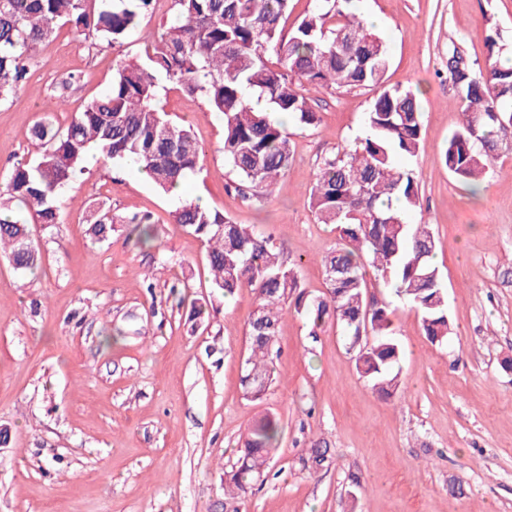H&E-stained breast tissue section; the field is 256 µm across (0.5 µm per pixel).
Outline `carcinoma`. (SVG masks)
Instances as JSON below:
<instances>
[{"label":"carcinoma","instance_id":"1","mask_svg":"<svg viewBox=\"0 0 512 512\" xmlns=\"http://www.w3.org/2000/svg\"><path fill=\"white\" fill-rule=\"evenodd\" d=\"M174 3L175 21L146 46L145 59L120 61L112 86L72 113L66 126L50 115L32 126L40 154L14 165L0 183V255L17 271L38 268L41 252L20 215L47 227L60 223L64 189L84 174L91 152L104 162L137 166L167 192L201 170L204 150L191 129L168 119L157 105L163 80L201 98L207 111L223 118L224 160L239 176L243 195L271 194L288 171V133L274 115L286 113L303 126L319 122L296 81L320 89L374 87L379 94L365 112V135L324 158L309 188L318 223L336 225L338 238L336 248L321 257L323 295L302 288L296 263L272 236L192 199L183 200L172 218L206 247L212 288L226 298L244 288L256 294L240 376L245 397L259 400L267 392L257 377L272 383L271 355L290 303L314 330L328 320L336 323L354 349L358 374L380 394L395 395L402 350L389 304L368 297V272L420 316L430 341L443 343L451 331L431 228L407 222L419 205L418 183L400 159L424 147L416 95L386 85V43L354 11L353 0H314L289 35L281 21L291 0ZM154 6L155 0H0V104L24 89L34 52L58 26L113 46L134 35ZM269 54L276 57L273 66ZM447 71L463 112L448 137L444 162L475 193L499 151L512 150V58L500 54L482 67L455 47L448 51ZM87 211L92 239L107 241L120 217L104 203L90 204ZM281 433L273 413L248 429L236 461L224 471L225 499L241 498L266 476ZM329 456V448L315 443L306 462L318 468Z\"/></svg>","mask_w":512,"mask_h":512}]
</instances>
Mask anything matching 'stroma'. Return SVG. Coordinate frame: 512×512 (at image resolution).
<instances>
[{
	"mask_svg": "<svg viewBox=\"0 0 512 512\" xmlns=\"http://www.w3.org/2000/svg\"><path fill=\"white\" fill-rule=\"evenodd\" d=\"M390 54L386 83L413 91L424 149L409 159L420 205L409 220L430 225L453 332L431 344L420 318L382 283L368 291L393 312L402 348L401 387L380 396L360 377L334 323L312 331L283 314L274 348L277 379L257 401L239 387L251 290L219 301L209 320L189 321L187 294L209 295L204 246L174 224L180 198L203 200L235 223L273 237L299 259L298 278L325 293L321 257L337 242L318 223L308 190L323 158L353 144L375 88H306L320 122L288 123L293 161L271 196L243 197L224 162V123L202 99L175 87L160 104L191 126L206 156L181 196L158 191L129 165L98 164L68 185L61 223L30 231L42 253L33 273L0 257V512H512V151H502L479 195L443 161L461 105L448 80V51L486 63L485 30L512 53V0H359ZM173 0H156L123 44L75 36L41 44L23 92L0 105V178L34 157L28 133L61 76L81 81L56 124L106 92L117 59L140 57ZM103 201L125 221L93 243L85 207ZM150 214L143 245L129 216ZM283 433L271 474L236 505L224 471L240 436L264 412ZM332 458L304 465L314 443Z\"/></svg>",
	"mask_w": 512,
	"mask_h": 512,
	"instance_id": "stroma-1",
	"label": "stroma"
}]
</instances>
